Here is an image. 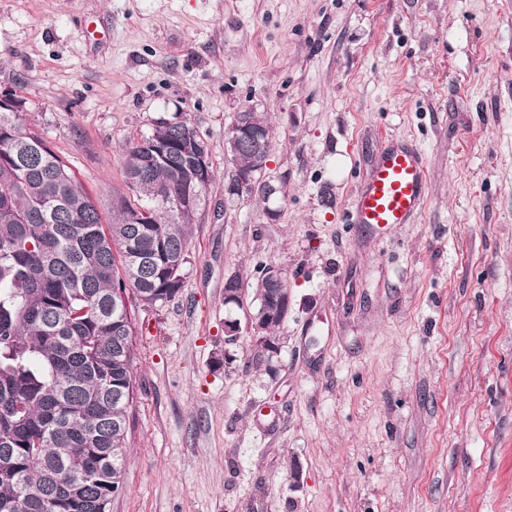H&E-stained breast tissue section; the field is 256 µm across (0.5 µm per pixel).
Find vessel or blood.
Instances as JSON below:
<instances>
[{"mask_svg": "<svg viewBox=\"0 0 512 512\" xmlns=\"http://www.w3.org/2000/svg\"><path fill=\"white\" fill-rule=\"evenodd\" d=\"M426 191L422 153L408 144H388L353 203L351 221L378 230L411 223L424 206Z\"/></svg>", "mask_w": 512, "mask_h": 512, "instance_id": "obj_1", "label": "vessel or blood"}]
</instances>
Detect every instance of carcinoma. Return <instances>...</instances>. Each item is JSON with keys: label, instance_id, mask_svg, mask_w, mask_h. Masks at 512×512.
I'll use <instances>...</instances> for the list:
<instances>
[{"label": "carcinoma", "instance_id": "carcinoma-1", "mask_svg": "<svg viewBox=\"0 0 512 512\" xmlns=\"http://www.w3.org/2000/svg\"><path fill=\"white\" fill-rule=\"evenodd\" d=\"M173 151L149 163L148 145ZM206 143L187 122H157L127 149L133 198L105 224L69 163L18 112H0V512H111L124 484L133 403L135 307L182 289L198 211L159 208L186 191ZM254 147L238 146L237 167ZM286 279L259 275L254 302L285 320Z\"/></svg>", "mask_w": 512, "mask_h": 512}]
</instances>
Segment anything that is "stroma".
<instances>
[{"instance_id": "35a3bbf8", "label": "stroma", "mask_w": 512, "mask_h": 512, "mask_svg": "<svg viewBox=\"0 0 512 512\" xmlns=\"http://www.w3.org/2000/svg\"><path fill=\"white\" fill-rule=\"evenodd\" d=\"M1 91L107 223L157 121L209 148L184 286L137 311L112 512H512V0H0ZM251 107L266 201L224 193ZM391 142L420 217L349 222ZM271 261L267 360L225 345L224 278ZM264 127L262 116L256 108L243 111L224 135L225 153L229 156L234 154L237 143L243 136L258 137Z\"/></svg>"}]
</instances>
